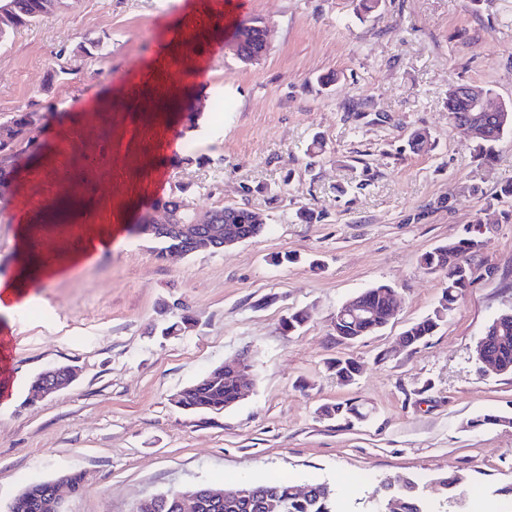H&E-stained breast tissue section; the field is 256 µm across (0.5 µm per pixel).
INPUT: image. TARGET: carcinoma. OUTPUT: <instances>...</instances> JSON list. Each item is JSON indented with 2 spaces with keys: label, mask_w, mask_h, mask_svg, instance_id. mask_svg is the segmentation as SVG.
<instances>
[{
  "label": "carcinoma",
  "mask_w": 512,
  "mask_h": 512,
  "mask_svg": "<svg viewBox=\"0 0 512 512\" xmlns=\"http://www.w3.org/2000/svg\"><path fill=\"white\" fill-rule=\"evenodd\" d=\"M48 0H0V38L9 32L30 24L49 11L45 9ZM247 26L237 27L233 39L238 42L239 52L245 56L257 54L262 48L261 33L253 30L251 39L244 40L241 35ZM448 114L454 123H466L472 115V101L455 95H448ZM501 112H486L489 129L474 135L478 152L487 154L491 145L498 141L503 133L512 130V120L500 126L498 118ZM45 115L37 110L19 111L9 119L0 122V156H12L16 153H34L40 149L42 142L39 133ZM187 188L175 186L171 199L154 207V212L167 218L168 226L155 233H146L148 223L136 225V231L148 234L157 243L156 255L166 259L172 252H180L187 256L197 253H214L222 250L224 245V228L242 236L253 238L265 231V224L259 214L241 207L222 206L216 208L218 213L226 214V218L218 223L208 225L201 235L194 239L187 238L171 228V225L188 223L193 216V208L186 198ZM482 241L477 236L449 241L421 255L419 265L429 273L441 272L447 267L444 276V288L439 306L434 311L410 324L403 331L407 347L415 348L432 336L440 325L455 309L462 291L470 282L472 270L468 256L480 250ZM391 286L388 284L374 285L362 293V300L369 305L373 318L354 328L340 325L335 328L336 336H368L375 334L388 324V312L385 298ZM497 332L484 348L483 359L497 364L504 373H512V317L497 316L487 327ZM336 379L348 385L358 372L356 363L349 358H338L331 363ZM76 375L67 366L57 367L53 376L42 372L32 382L33 397H39L44 386L56 380L60 383H72ZM240 393L237 377L224 373V366L217 365L204 373L196 382L186 388L183 398L177 402V408L189 414H219L239 401ZM254 494L247 500L224 499L217 507L204 506L200 512H343L338 506L335 491L326 483L313 482L309 495L299 497L295 494L296 486L288 481H271L266 483H245ZM380 488L390 491L389 500L401 502L399 510L384 508L379 512H436L415 482H409L398 490H392L389 482L380 483ZM8 512H56L55 503L50 496L49 482L40 481L25 486L12 501Z\"/></svg>",
  "instance_id": "cac0c4a2"
}]
</instances>
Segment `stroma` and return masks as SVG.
<instances>
[{
    "label": "stroma",
    "instance_id": "stroma-1",
    "mask_svg": "<svg viewBox=\"0 0 512 512\" xmlns=\"http://www.w3.org/2000/svg\"><path fill=\"white\" fill-rule=\"evenodd\" d=\"M198 0H61L55 15L0 42V121L47 115L36 155L0 202V273L20 260L27 218L55 274L34 304L0 318L15 389L0 404V512L29 483L85 475L66 512H135L138 502L198 485L277 479L329 483L345 512H374L379 481L418 483L435 507L454 473L464 512H512V374L485 373L474 348L512 309V132L478 154L448 116L451 85L512 103V0H246L230 22H203ZM271 28V50L242 64L226 43L237 25ZM204 81L206 122L133 108L148 78ZM117 98L93 110L98 92ZM81 109L79 121L69 118ZM429 131L420 150L413 130ZM178 143L176 164L161 157ZM322 153L309 158L313 143ZM186 185L196 209L257 211L264 233L235 248L156 257L134 230L155 200ZM315 218L297 219L301 209ZM112 249L76 261L84 240ZM479 234L472 282L451 316L416 349L407 324L430 314L443 278L420 256ZM289 262L274 263V256ZM386 282L400 305L381 332L347 343L337 306ZM304 311L295 332L281 322ZM189 314L193 327L162 335ZM252 364L254 391L219 414L192 415L170 398L225 360ZM352 359L353 384L329 364ZM76 381L31 401L45 369ZM356 403L365 419L320 409ZM506 425L475 426L480 416Z\"/></svg>",
    "mask_w": 512,
    "mask_h": 512
}]
</instances>
